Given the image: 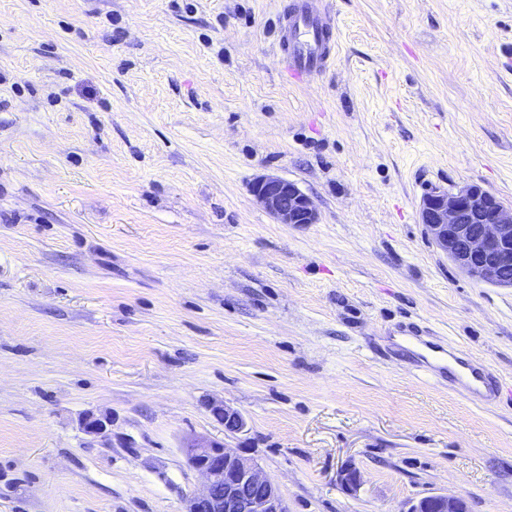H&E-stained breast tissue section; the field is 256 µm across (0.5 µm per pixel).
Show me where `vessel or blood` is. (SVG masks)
Segmentation results:
<instances>
[{
    "mask_svg": "<svg viewBox=\"0 0 512 512\" xmlns=\"http://www.w3.org/2000/svg\"><path fill=\"white\" fill-rule=\"evenodd\" d=\"M279 46L284 68L293 81L324 73L336 57L333 17L311 11L307 0H293L281 15ZM397 336L399 346L408 349L415 370L447 382L472 403L500 400V380L481 360L415 327L399 329Z\"/></svg>",
    "mask_w": 512,
    "mask_h": 512,
    "instance_id": "vessel-or-blood-1",
    "label": "vessel or blood"
}]
</instances>
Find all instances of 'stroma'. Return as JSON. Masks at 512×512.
Returning <instances> with one entry per match:
<instances>
[{
    "label": "stroma",
    "instance_id": "35a3bbf8",
    "mask_svg": "<svg viewBox=\"0 0 512 512\" xmlns=\"http://www.w3.org/2000/svg\"><path fill=\"white\" fill-rule=\"evenodd\" d=\"M284 2L0 0V512H184L191 436L291 512H512V403L388 350L417 322L512 388V288L418 216L434 187L512 204V0H311L340 44L302 83ZM259 174L318 222L277 223ZM250 192L280 224L302 226L319 220L311 197L293 182L277 176L260 175L251 183ZM209 410L214 418L224 425V433L227 436L240 433L245 428V421L241 414L223 405L212 404ZM81 429L88 435L102 438L105 441L112 439V419L108 416H94L85 414L80 420ZM466 501L458 496L429 494L412 501L407 512H469Z\"/></svg>",
    "mask_w": 512,
    "mask_h": 512
}]
</instances>
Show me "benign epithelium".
Wrapping results in <instances>:
<instances>
[{"instance_id":"7a95c632","label":"benign epithelium","mask_w":512,"mask_h":512,"mask_svg":"<svg viewBox=\"0 0 512 512\" xmlns=\"http://www.w3.org/2000/svg\"><path fill=\"white\" fill-rule=\"evenodd\" d=\"M256 202L280 224L302 226L319 220L311 199L295 183L260 175L251 183ZM419 221L427 237L469 277L501 287H512L505 276L512 268V205L477 184L455 189L435 187L421 201ZM209 410L234 435L245 428L241 414L223 405ZM81 429L88 435L112 440V419L85 414ZM185 462L202 479V488L186 497L184 512H290L279 486L261 467L226 443L194 437L182 446ZM406 512H469L458 496L429 494L411 502Z\"/></svg>"}]
</instances>
